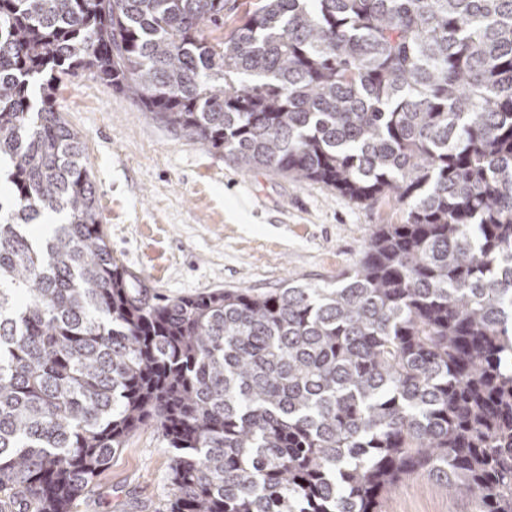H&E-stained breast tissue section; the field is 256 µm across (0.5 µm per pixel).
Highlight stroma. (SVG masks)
<instances>
[{"mask_svg":"<svg viewBox=\"0 0 512 512\" xmlns=\"http://www.w3.org/2000/svg\"><path fill=\"white\" fill-rule=\"evenodd\" d=\"M56 105L83 142L113 256L159 296L332 283L358 264L377 225L400 221L394 203L356 204L316 183L241 169L89 74L65 79ZM169 472L162 431L146 425L73 512H163ZM471 508L466 495H448L423 474L400 482L385 505Z\"/></svg>","mask_w":512,"mask_h":512,"instance_id":"1","label":"stroma"}]
</instances>
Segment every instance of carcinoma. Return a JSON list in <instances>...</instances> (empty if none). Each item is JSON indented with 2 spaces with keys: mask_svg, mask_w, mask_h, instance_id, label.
Returning a JSON list of instances; mask_svg holds the SVG:
<instances>
[{
  "mask_svg": "<svg viewBox=\"0 0 512 512\" xmlns=\"http://www.w3.org/2000/svg\"><path fill=\"white\" fill-rule=\"evenodd\" d=\"M0 0V512H71L160 427L166 512H512V0ZM89 71L240 168L393 198L336 285L157 298L112 256ZM61 216L38 243L25 226ZM256 3V0H224V22L226 25L224 28L215 29L214 27H208L204 29L203 36L207 38L208 41L214 42L213 38L222 37L223 34L228 32V30L233 26L232 20L240 17L243 14L244 9L246 8L243 3ZM237 15V16H236ZM465 494L449 496L434 479L419 474L400 482L387 499L386 512H471Z\"/></svg>",
  "mask_w": 512,
  "mask_h": 512,
  "instance_id": "obj_1",
  "label": "carcinoma"
}]
</instances>
